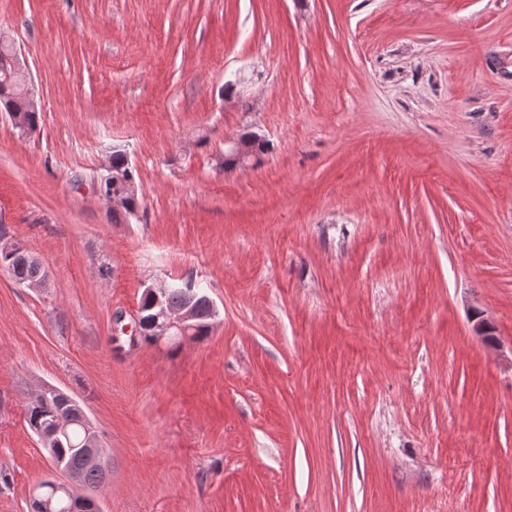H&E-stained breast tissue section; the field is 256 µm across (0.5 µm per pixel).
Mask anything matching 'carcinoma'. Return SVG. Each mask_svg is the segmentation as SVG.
Returning a JSON list of instances; mask_svg holds the SVG:
<instances>
[{
	"label": "carcinoma",
	"mask_w": 512,
	"mask_h": 512,
	"mask_svg": "<svg viewBox=\"0 0 512 512\" xmlns=\"http://www.w3.org/2000/svg\"><path fill=\"white\" fill-rule=\"evenodd\" d=\"M14 49L11 45L0 42V103L6 111L11 112L19 107L20 95L26 82L25 74L13 68L11 64ZM237 139L247 143L252 150L255 160L268 154L273 149L261 134L247 130L237 136ZM137 171L132 167L125 154L120 150L112 151V192L121 190L122 181L136 180ZM0 266L8 270L15 282H29L44 276L41 264L25 250L10 258L0 254ZM162 301L167 307H179L186 303L192 304L197 314L198 333L203 337L209 334L212 321L217 311L209 296L192 288L178 286L163 290ZM56 418L70 421L67 430L58 435L53 442L48 456L52 464H62L80 472L85 487H97L103 483L102 474L88 466L86 460L87 431L82 408L62 395L35 397L25 408V422L31 431L41 427H49Z\"/></svg>",
	"instance_id": "1"
}]
</instances>
